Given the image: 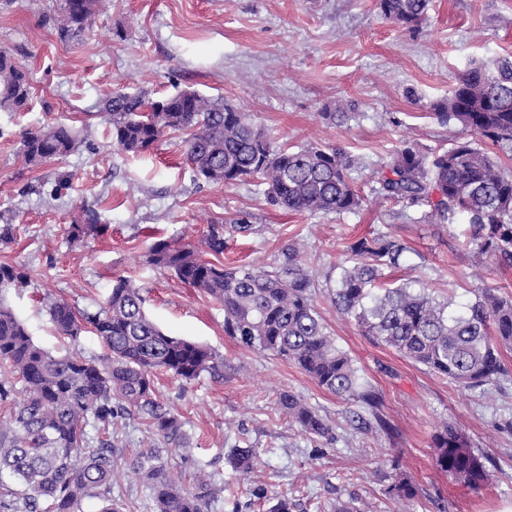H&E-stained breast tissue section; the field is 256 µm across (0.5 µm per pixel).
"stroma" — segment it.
I'll return each instance as SVG.
<instances>
[{
  "label": "stroma",
  "instance_id": "35a3bbf8",
  "mask_svg": "<svg viewBox=\"0 0 512 512\" xmlns=\"http://www.w3.org/2000/svg\"><path fill=\"white\" fill-rule=\"evenodd\" d=\"M55 7L56 0L0 2V48L33 77L28 107L0 110V213L11 218L14 237L0 244V261L30 271L28 284L9 290L7 300L35 344L57 355L72 349L47 298L93 312L124 277L146 288L156 324L221 355L222 378L205 373L187 383L162 372L155 379L164 409L187 422L188 446L173 449L171 462L189 475L204 470L216 484L211 512H269L281 492L289 512H512V349L503 352L508 373L497 384L464 389L362 336L327 294L349 244L383 232L407 247L386 282L420 279L436 294L462 299L486 288L512 298V266L481 260L465 242L461 216L430 224L424 207L374 192L378 169L403 143L433 152L461 138L457 125L438 123L432 106L470 64L512 54V0H431L427 20L412 29L386 20L377 0H104L92 29L69 44L44 22ZM118 90L155 99L194 90L224 98L276 144L342 147L355 161L363 206L301 214L270 204L256 179L206 182L186 162L182 132L128 156L113 145L102 112ZM340 98L352 102L354 116L333 125L322 113ZM57 121L84 137L86 148L28 168L21 132ZM60 171L71 182L54 199ZM87 207L100 231L72 240L69 227ZM237 218L247 226L227 234L217 263L274 267L288 246L300 247L316 280V308L380 394L393 433L371 417L354 421L358 404L226 335L219 303L146 262L157 241L200 247L211 226ZM283 392L317 409L334 442L289 422L278 406ZM447 422L494 459L489 485L473 490L436 469L433 438ZM238 446L260 450L257 471H232L227 457ZM396 470L413 478L416 499L387 493L382 476ZM257 487L266 497L254 496Z\"/></svg>",
  "mask_w": 512,
  "mask_h": 512
}]
</instances>
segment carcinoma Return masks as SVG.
Masks as SVG:
<instances>
[{"label": "carcinoma", "instance_id": "carcinoma-1", "mask_svg": "<svg viewBox=\"0 0 512 512\" xmlns=\"http://www.w3.org/2000/svg\"><path fill=\"white\" fill-rule=\"evenodd\" d=\"M430 0H378L381 14L413 28L426 18ZM99 0H59L48 21L60 41L83 39ZM32 94L31 77L6 49H0V109L19 112ZM351 103L338 100L324 120L342 123ZM103 110L112 142L121 151L146 153L166 131H187L186 160L195 175L234 185L255 177L270 201L290 211L354 213L362 197L352 184L354 161L341 148L273 146L247 116L219 99L196 91L148 100L141 93L110 96ZM443 124L494 143L512 141V56L473 64L458 75L448 97L433 104ZM84 140L64 124L21 134L24 163L37 167L67 157ZM379 193L408 206H426L424 218L442 224L459 214L467 222L468 243L478 255L512 265V175L471 140L424 153L414 144L396 149L378 176ZM71 225L73 240L99 232L97 216ZM238 222L212 228L208 251L224 253V232ZM407 247L384 234L349 245L352 258L341 267L328 296L338 314L354 320L362 335L464 388L494 385L504 375L502 350L512 348V300L487 289L460 301L439 297L419 280L394 287L382 284L384 270L397 268ZM147 262L175 273L183 283L224 306V331L246 347L295 365L316 384L345 401L377 408L379 398L348 354L327 331L314 304L316 281L288 247L280 266L226 269L205 261L189 244L160 240ZM27 269L0 262V512H81L88 498L99 512H134V503L113 493L118 483L114 437L119 422L135 412L160 445L127 462L150 492L153 512H208L216 489L208 476L185 485L171 477L169 446L187 444L185 422L162 409L156 372L183 381L202 374L223 376L224 360L211 348L158 327L146 314L143 288L115 280L103 304L81 312L60 299L47 306L58 332L78 343L85 332L97 337L99 355L81 350L56 356L36 345L5 301V293L28 283ZM281 410L310 436L329 438L332 427L315 408L294 394L279 396ZM435 467L472 489L490 479L489 458L470 446L465 433L444 425L434 437ZM233 470L260 465L254 448H235ZM387 493L411 500L418 494L403 473L387 476Z\"/></svg>", "mask_w": 512, "mask_h": 512}]
</instances>
